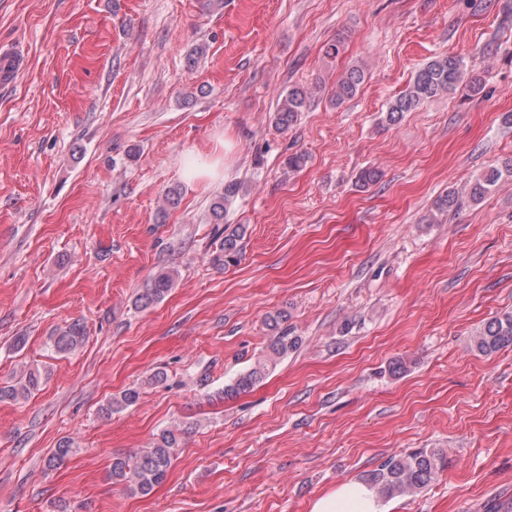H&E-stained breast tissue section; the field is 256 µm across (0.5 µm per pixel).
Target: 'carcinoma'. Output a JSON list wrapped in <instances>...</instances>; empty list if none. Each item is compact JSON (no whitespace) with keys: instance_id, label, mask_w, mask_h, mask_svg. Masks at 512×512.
Instances as JSON below:
<instances>
[{"instance_id":"carcinoma-1","label":"carcinoma","mask_w":512,"mask_h":512,"mask_svg":"<svg viewBox=\"0 0 512 512\" xmlns=\"http://www.w3.org/2000/svg\"><path fill=\"white\" fill-rule=\"evenodd\" d=\"M484 51L475 52L471 59L458 55H439L419 68L405 91L391 100L383 122L397 125L408 112H413L428 100L455 92L460 85L476 96L483 91L484 84L474 72L475 61ZM366 77L364 69L352 66L346 69L336 82L334 100L340 105L356 96ZM312 97L309 88L296 85L279 95L272 123L281 133L288 132L299 120ZM512 177V158L490 166L469 183L466 195L476 202L493 192L499 183ZM241 190L237 183L225 185L224 192L216 195L209 206L211 221L224 225L219 234L210 262L222 269L238 262L244 230L239 224L224 223L227 205ZM178 270L163 268L151 277L137 292L135 305L147 309L165 299L172 290ZM283 316H271L267 320L272 332L265 354L247 370L216 393L221 400H232L251 390L261 382L282 358L300 346L297 336L288 335V329L281 326ZM86 327L80 321L70 323L64 330L51 337V348L58 354H69L79 349L86 341ZM474 348L488 355L512 347V311L503 312L490 318L473 337ZM42 384V374L37 368H27L13 385L0 386V400L26 399ZM140 399L137 388H128L109 399L102 413L110 416L113 412L135 405ZM184 429L174 426L161 430L151 446L133 457H116L112 460V481L122 484L132 494L147 495L166 478L173 461L182 447ZM74 448L68 440L60 441L46 458L49 468H58L73 454ZM445 466V457L436 449L421 448L411 452L395 454L387 458L377 469L368 474L367 481L384 498L415 495L429 488Z\"/></svg>"}]
</instances>
